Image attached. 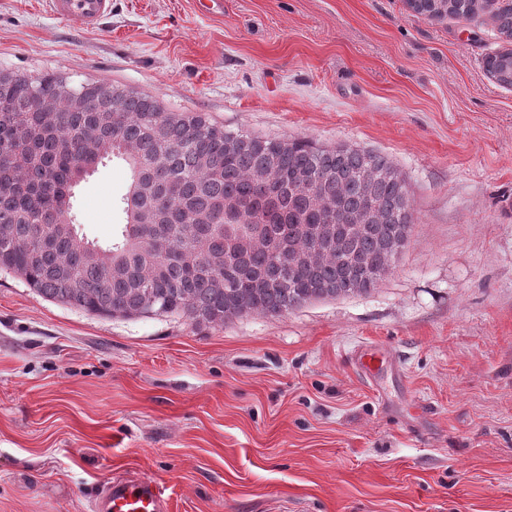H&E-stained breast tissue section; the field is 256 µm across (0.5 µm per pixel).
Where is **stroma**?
<instances>
[{"label": "stroma", "mask_w": 512, "mask_h": 512, "mask_svg": "<svg viewBox=\"0 0 512 512\" xmlns=\"http://www.w3.org/2000/svg\"><path fill=\"white\" fill-rule=\"evenodd\" d=\"M112 0L88 31L0 0V72L121 85L228 130L385 154L415 212L376 289L221 326L106 318L0 272V512H512V88L490 13L404 0ZM129 167L75 189L108 246ZM385 355L374 378L357 352ZM484 69L491 79L503 88H512V48L487 54ZM167 502L159 484L150 479L107 482L90 512H165Z\"/></svg>", "instance_id": "35a3bbf8"}]
</instances>
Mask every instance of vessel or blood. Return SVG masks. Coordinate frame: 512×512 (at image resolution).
Masks as SVG:
<instances>
[{
    "instance_id": "b4317fda",
    "label": "vessel or blood",
    "mask_w": 512,
    "mask_h": 512,
    "mask_svg": "<svg viewBox=\"0 0 512 512\" xmlns=\"http://www.w3.org/2000/svg\"><path fill=\"white\" fill-rule=\"evenodd\" d=\"M59 20L95 28L112 8V0H48ZM167 502L159 484L150 479L107 482L90 512H166Z\"/></svg>"
}]
</instances>
